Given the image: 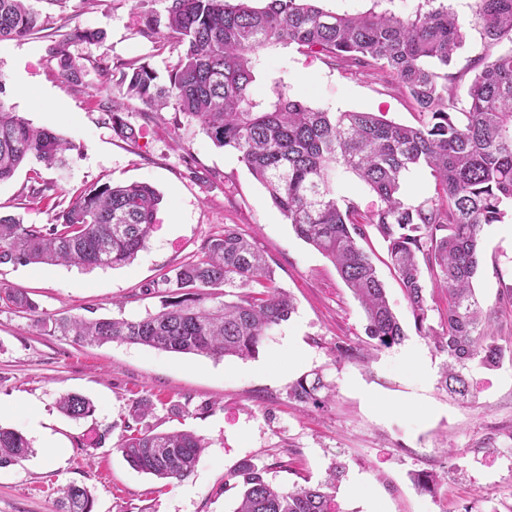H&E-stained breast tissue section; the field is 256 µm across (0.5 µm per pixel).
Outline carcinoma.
<instances>
[{
	"mask_svg": "<svg viewBox=\"0 0 512 512\" xmlns=\"http://www.w3.org/2000/svg\"><path fill=\"white\" fill-rule=\"evenodd\" d=\"M165 24L142 19L139 32L163 47L180 48L158 82L149 63L128 59L98 70L112 76V87L144 106V114L165 108L199 123L220 148L238 153L250 174L267 190L272 204L298 237L328 257L361 302L365 333L377 350L400 344L406 332L386 296L383 282L358 239L372 226L387 243L391 264L402 284L416 331L446 354L440 384L461 400L474 397L468 365L502 364L504 351L488 342V319L473 288L479 270L481 232L503 221L512 206V48L482 63L461 100L448 86V69L467 40V32L440 5L407 18L370 11L337 15L313 0H166ZM50 15L30 0H0V40L23 39L47 29ZM472 23L492 44L512 43V0H474ZM50 48L59 76L78 86L83 66L70 51L77 42L102 40L100 33L56 28ZM297 45L327 62L348 63L394 78L422 116L416 126L398 124L373 112H327L290 97L277 82L271 93L252 91L264 50ZM113 132L136 143L140 130L123 117L117 102L105 107ZM75 145L50 130L34 128L0 101V182L25 162L51 166ZM427 166L436 196L417 205L403 201L408 173ZM354 175L378 204L358 221L352 200L336 196L338 172ZM162 197L146 183L93 184L74 193L47 224H25L0 214V264H65L84 268L129 263L145 248ZM448 295L442 331L426 325L428 298L424 272ZM163 308L138 320L64 317L50 332L77 344H139L179 354L215 359L258 354L266 331L288 320L294 303L277 287L273 272L251 241L231 224L207 241L201 256L163 274ZM224 288L226 300L206 305L207 290ZM0 302L34 313L36 303L23 291L0 289ZM331 390L319 374L302 376L290 396L321 406ZM72 419L93 415L95 407L77 393L57 399ZM150 398L135 400L116 448L136 471L159 480L180 479L195 468L204 442L191 431L157 432L144 424L153 414ZM35 453L25 436L0 427V467L19 465ZM344 464L336 461L327 478L314 485L280 490L253 464L239 469L244 492L234 512H340L336 488ZM440 482L432 471L413 477L415 487L431 492ZM57 512H92L86 487L59 489Z\"/></svg>",
	"mask_w": 512,
	"mask_h": 512,
	"instance_id": "carcinoma-1",
	"label": "carcinoma"
}]
</instances>
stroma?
I'll return each instance as SVG.
<instances>
[{
	"mask_svg": "<svg viewBox=\"0 0 512 512\" xmlns=\"http://www.w3.org/2000/svg\"><path fill=\"white\" fill-rule=\"evenodd\" d=\"M467 21L473 0H445ZM324 11L344 15L369 10L408 17L427 11V0H318ZM43 12L70 25L102 32V44L77 43L71 52L83 67V84L60 78L49 56L50 37L38 33L0 41V100L34 127L74 145L53 167L32 160L0 183V213L27 224L48 223L57 205L89 185L144 182L162 196L157 224L144 250L128 264L83 269L66 265H0V288L26 291L37 314L0 305V426L21 432L36 453L0 468V512H56L57 490L70 482L87 486L93 512H234L243 493L236 472L243 463L263 466L268 479L288 490L324 480L332 462L345 466L336 500L342 512H512V362L495 369L471 363L472 400L462 402L439 387L445 357L419 336L387 248L375 229L361 245L383 280L407 337L374 352L365 362L337 360L343 340L365 347V316L335 265L300 239L272 204L266 189L236 152L216 147L197 122L167 109L144 117L142 105L125 100L126 120L140 128L137 145L118 139L99 106L106 82L95 66L139 58L166 76L177 59L174 46L156 50L141 37L140 13L164 16V0H42ZM507 43L487 44L467 29V46L454 69L464 94L480 57H494ZM282 81L293 98L328 112L383 113L414 125L419 114L391 79L330 65L297 46L265 50L254 90L270 93ZM56 193L32 204L34 180ZM236 225L264 253L279 287L296 310L267 331L250 359H214L127 343L79 347L50 336L41 323L59 317L140 319L162 308L150 287L165 273L201 255L204 244ZM481 271L475 293L498 345L512 349V213L484 226ZM303 349L290 363L289 347ZM415 356L407 367L406 356ZM320 373L334 387L325 406L290 396L303 375ZM77 392L95 406L93 417L74 421L56 407L60 394ZM151 398L147 423L159 431L190 430L205 449L194 471L164 482L133 470L117 449L133 399ZM39 430H31V418ZM112 434L94 442L97 430ZM54 448H46L44 436ZM434 471L442 480L431 493L411 477Z\"/></svg>",
	"mask_w": 512,
	"mask_h": 512,
	"instance_id": "obj_1",
	"label": "stroma"
}]
</instances>
